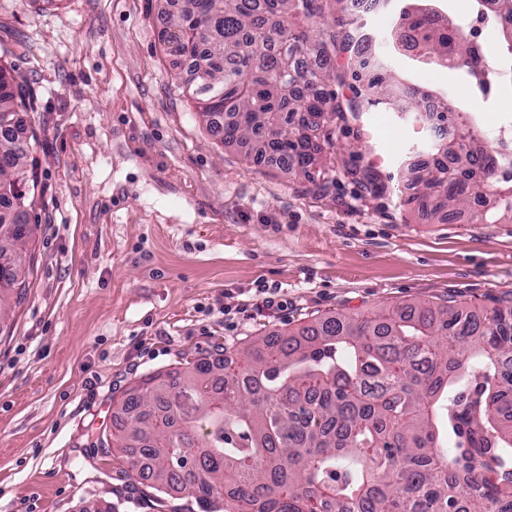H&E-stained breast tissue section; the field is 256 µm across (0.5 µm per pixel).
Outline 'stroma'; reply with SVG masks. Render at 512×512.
Segmentation results:
<instances>
[{
    "label": "stroma",
    "instance_id": "stroma-1",
    "mask_svg": "<svg viewBox=\"0 0 512 512\" xmlns=\"http://www.w3.org/2000/svg\"><path fill=\"white\" fill-rule=\"evenodd\" d=\"M162 0H0V67L38 107L30 286L0 311V512H201L158 504L107 453L115 400L142 375L320 316L454 298L475 312L512 293V223L470 212L432 221L405 201L404 165L427 154L422 123L378 104L338 127V158L377 169L373 199L343 174L328 194L256 163L203 125L182 65L160 40ZM458 0H394L374 20L391 73L464 111L474 87L396 52L400 8L457 15ZM270 288L271 320L232 310Z\"/></svg>",
    "mask_w": 512,
    "mask_h": 512
}]
</instances>
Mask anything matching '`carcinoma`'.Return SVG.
<instances>
[{
	"mask_svg": "<svg viewBox=\"0 0 512 512\" xmlns=\"http://www.w3.org/2000/svg\"><path fill=\"white\" fill-rule=\"evenodd\" d=\"M493 18L512 54V0H472ZM166 51L187 62L184 85L207 127L272 157L326 190L333 125L363 102L415 114L437 137L426 168L408 166L405 204L432 219L451 207L512 223V174L498 172L478 128L445 139L448 102L396 93V78L369 73L356 55L351 98L330 61L351 53L342 0H189L162 10ZM460 19L402 10L396 45L427 62H450L486 93L491 70ZM24 82L0 68V304L19 303L21 263L35 210L33 144L21 139L33 112ZM325 113L323 125L306 115ZM364 193L387 191L371 167L342 163ZM122 425L105 434L151 487L187 493L205 512H512V304L475 314L453 300L336 313L301 333L258 336L242 358L196 360L140 377L119 400ZM455 448L448 450V437Z\"/></svg>",
	"mask_w": 512,
	"mask_h": 512,
	"instance_id": "1",
	"label": "carcinoma"
}]
</instances>
